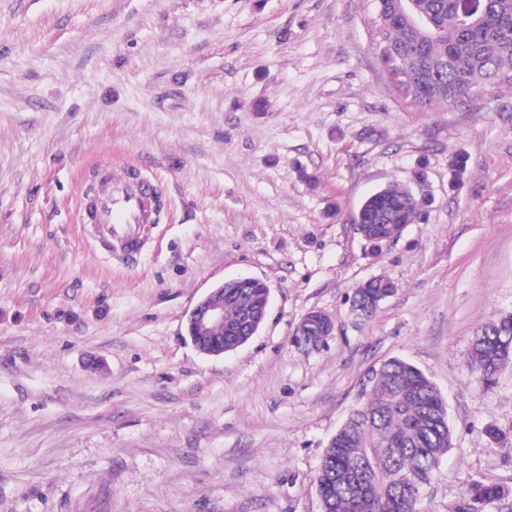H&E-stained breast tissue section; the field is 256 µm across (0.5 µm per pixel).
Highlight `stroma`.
<instances>
[{"label":"stroma","mask_w":512,"mask_h":512,"mask_svg":"<svg viewBox=\"0 0 512 512\" xmlns=\"http://www.w3.org/2000/svg\"><path fill=\"white\" fill-rule=\"evenodd\" d=\"M373 17V0H0V512H322L323 451L392 357L454 432L421 512L512 482L486 434L512 432V367L488 390L467 365L512 311V90L406 108ZM99 162L168 194L133 270L76 222ZM392 181L421 218L375 248L351 217ZM241 276L270 288L264 324L199 353L190 311ZM379 277L394 295L355 318ZM313 310L336 328L297 348Z\"/></svg>","instance_id":"35a3bbf8"}]
</instances>
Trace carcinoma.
<instances>
[{"label":"carcinoma","instance_id":"obj_1","mask_svg":"<svg viewBox=\"0 0 512 512\" xmlns=\"http://www.w3.org/2000/svg\"><path fill=\"white\" fill-rule=\"evenodd\" d=\"M373 36L380 62L398 97L417 112L466 108L506 85L512 88V0H375ZM419 204L392 182L362 203L353 223L374 247L389 241L399 225L415 223ZM224 285V347L249 339L248 319L267 297L254 282L235 298ZM394 293L377 278L355 288L353 299L370 317ZM468 364L490 388L512 364V313L481 328L467 353ZM359 400L322 454L316 491L322 512H419L421 493L453 442L447 405L413 364L391 358L363 383ZM486 434L512 456V433ZM448 512H512V486L472 482Z\"/></svg>","mask_w":512,"mask_h":512}]
</instances>
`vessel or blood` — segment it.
<instances>
[{
	"label": "vessel or blood",
	"instance_id": "b4317fda",
	"mask_svg": "<svg viewBox=\"0 0 512 512\" xmlns=\"http://www.w3.org/2000/svg\"><path fill=\"white\" fill-rule=\"evenodd\" d=\"M165 201L158 181L102 168L81 189L77 217L88 225L97 252L131 267L140 259Z\"/></svg>",
	"mask_w": 512,
	"mask_h": 512
}]
</instances>
